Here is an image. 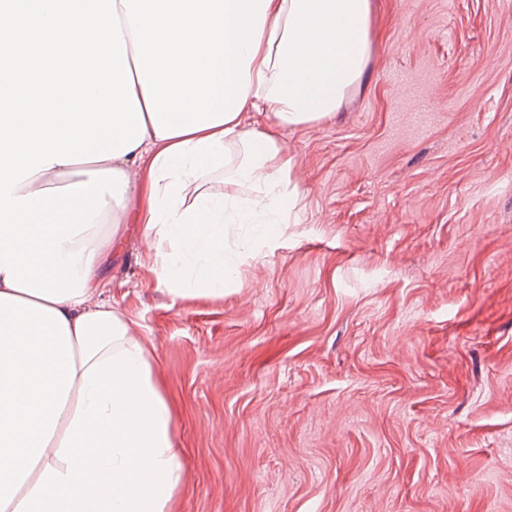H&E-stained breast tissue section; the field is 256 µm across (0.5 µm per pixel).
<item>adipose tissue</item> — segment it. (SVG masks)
<instances>
[{
	"label": "adipose tissue",
	"mask_w": 512,
	"mask_h": 512,
	"mask_svg": "<svg viewBox=\"0 0 512 512\" xmlns=\"http://www.w3.org/2000/svg\"><path fill=\"white\" fill-rule=\"evenodd\" d=\"M145 138L89 163L127 179L113 224L136 225L158 286L220 299L300 201L285 132L331 119L360 86L372 0H116ZM239 186L230 195L224 183ZM233 224L253 242L227 248ZM99 227L82 296L13 290L0 272V512H171L184 482L151 349L104 294L120 248Z\"/></svg>",
	"instance_id": "1"
}]
</instances>
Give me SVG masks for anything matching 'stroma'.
Returning <instances> with one entry per match:
<instances>
[{
	"label": "stroma",
	"mask_w": 512,
	"mask_h": 512,
	"mask_svg": "<svg viewBox=\"0 0 512 512\" xmlns=\"http://www.w3.org/2000/svg\"><path fill=\"white\" fill-rule=\"evenodd\" d=\"M362 87L285 134L302 201L224 298L109 297L153 347L175 512H512V0H375Z\"/></svg>",
	"instance_id": "stroma-1"
}]
</instances>
